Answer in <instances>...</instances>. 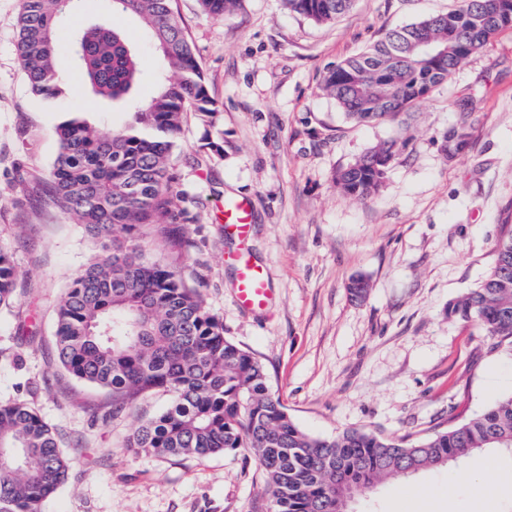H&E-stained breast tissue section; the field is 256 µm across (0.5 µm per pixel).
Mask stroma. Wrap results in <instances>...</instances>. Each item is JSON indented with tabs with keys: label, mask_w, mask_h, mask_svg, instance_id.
Returning <instances> with one entry per match:
<instances>
[{
	"label": "stroma",
	"mask_w": 512,
	"mask_h": 512,
	"mask_svg": "<svg viewBox=\"0 0 512 512\" xmlns=\"http://www.w3.org/2000/svg\"><path fill=\"white\" fill-rule=\"evenodd\" d=\"M456 0H354L319 24L282 0H238L207 14L200 0L171 8L206 76L224 131V153L205 149L206 125L189 111L171 156L176 189L196 214L148 237L149 254L201 289L224 334L255 353L272 391L304 431L347 429L424 436L444 431L512 393V356L448 312L494 262L500 221L512 207V30L495 35L403 122L357 124L323 93L328 66L358 55L385 30L448 12ZM21 0H0V247L17 272V297L0 307V402H29L59 435L71 461L46 512H268L248 449L187 458L136 456L125 438L164 410L152 391L116 409L108 392L57 364L56 305L98 253L82 225L54 204L48 171L65 112H89L103 131L126 120L122 106L93 100L77 77L61 100L32 94L16 50ZM121 27L138 49L148 98L161 66L139 24L113 0H73L64 28ZM469 113L468 149L447 158L443 137ZM400 151L384 186L364 200L336 189L335 171L377 143ZM247 198L246 244L266 268L275 298L238 307L224 260L238 239L217 220L220 205ZM370 281L363 301L347 290ZM485 451L356 496L355 512H448L443 490L468 474L488 487L474 512H512V471Z\"/></svg>",
	"instance_id": "35a3bbf8"
}]
</instances>
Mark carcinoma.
I'll use <instances>...</instances> for the list:
<instances>
[{"label":"carcinoma","mask_w":512,"mask_h":512,"mask_svg":"<svg viewBox=\"0 0 512 512\" xmlns=\"http://www.w3.org/2000/svg\"><path fill=\"white\" fill-rule=\"evenodd\" d=\"M134 17L167 64L154 74L146 101L132 94L143 77L139 56L123 32L94 25L64 32V0H23L17 49L31 91L46 101L67 93L59 50L88 81L101 102L121 104L129 118L108 133L75 111L57 127L58 153L49 172L53 201L75 224L111 242L72 280L58 303L54 337L60 366L84 384L131 404L162 389L169 406L141 424L126 447L140 456L168 458L232 454L247 448L265 477L274 512H343L359 494L391 481L457 463L485 448L512 450V394L482 412L432 435L381 437L351 429L332 437L311 435L292 420L269 386L262 362L224 336V322L206 308L200 289L180 271L148 256L143 229L161 217L193 221L174 191L170 156L184 113L215 124L217 108L171 0H115ZM223 17L237 0H200ZM354 0H284L287 8L326 23ZM501 0H458L456 9L385 31L362 54L329 68L322 91L357 123L398 121L417 101L448 81L457 68L499 32L512 29V9ZM66 42H60L61 33ZM446 51L435 63L422 42ZM471 139L462 117L444 136L453 157ZM397 140L369 149L336 171V186L365 199L384 184L383 159ZM495 261L480 285L460 296L449 313L476 323L512 356V224L502 223ZM12 255L0 248V306L16 296ZM70 460L54 428L25 401L0 403V512H44L66 482Z\"/></svg>","instance_id":"1"}]
</instances>
